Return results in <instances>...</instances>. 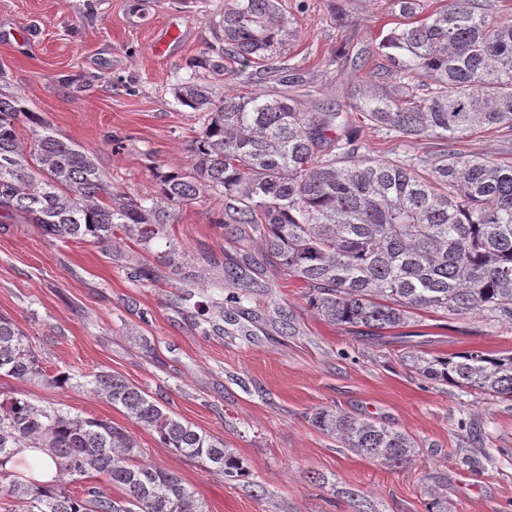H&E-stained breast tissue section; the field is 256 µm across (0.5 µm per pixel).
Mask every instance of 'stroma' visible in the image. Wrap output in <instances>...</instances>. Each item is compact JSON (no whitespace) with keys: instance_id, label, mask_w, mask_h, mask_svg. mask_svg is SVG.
I'll return each instance as SVG.
<instances>
[{"instance_id":"stroma-1","label":"stroma","mask_w":512,"mask_h":512,"mask_svg":"<svg viewBox=\"0 0 512 512\" xmlns=\"http://www.w3.org/2000/svg\"><path fill=\"white\" fill-rule=\"evenodd\" d=\"M293 63L311 101L352 103L368 69L387 66L379 34L394 21L391 0H287ZM224 0H0V72L62 139L98 163L113 190L139 199L158 172H187L202 127L175 86L186 63L217 45ZM180 33L165 53L154 44ZM362 153L388 160L440 151L439 142L389 138L359 124ZM218 200L183 206L166 228L189 262L188 280L149 261L157 282H137L134 240L116 248L46 236L21 219L0 221V314L24 331L47 373L105 370L160 398L173 414L224 441L249 470L236 481L164 448L150 431L84 389L0 377V393L131 428L152 466L174 472L209 512H427L428 474L448 477V512H512V400L424 379L409 354L512 351V331L478 316L423 313L369 337L325 322L299 281L267 267L265 292L215 311L204 330L191 315L203 285L221 278L224 230ZM120 250L125 260L112 259ZM332 409L391 426L416 443L398 469L358 456L314 427ZM480 431L472 444L471 431Z\"/></svg>"}]
</instances>
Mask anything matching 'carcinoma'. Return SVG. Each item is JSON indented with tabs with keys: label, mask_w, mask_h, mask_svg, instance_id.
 I'll return each mask as SVG.
<instances>
[{
	"label": "carcinoma",
	"mask_w": 512,
	"mask_h": 512,
	"mask_svg": "<svg viewBox=\"0 0 512 512\" xmlns=\"http://www.w3.org/2000/svg\"><path fill=\"white\" fill-rule=\"evenodd\" d=\"M399 21L381 32L390 72L372 70L357 85L355 110L392 138H432L443 152L419 163L359 153L354 118L328 103L312 110L296 91L286 47L295 36L282 0H228L219 23L221 52L190 67L223 73L230 93L215 103L190 80L178 103L205 113L185 174H156V190L133 200L112 190L95 160L60 139L0 83V218L22 217L51 237L112 244L116 232L146 252L165 237L176 211L203 194L222 202L219 224L229 249L225 301L242 304L264 290V265L305 288L327 323L371 336L399 328L418 312L481 315L512 328V158L452 148L473 133L512 132V7L481 0H393ZM267 74L280 90L239 93ZM36 125L26 151L17 126ZM259 244L257 261L236 243ZM421 377L512 399V352L468 350L409 355ZM0 376L56 388H82L119 407L158 442L213 473L248 475L224 442L167 411L112 372L86 382L48 374L28 337L0 315ZM312 424L359 456L399 468L415 448L409 435L369 420L320 409ZM32 449L50 479L26 477ZM126 428L60 405L0 396V498L5 512H208L175 473L140 462ZM79 484L76 489L68 485ZM446 481L426 478L429 512H444ZM121 490L120 496L113 489Z\"/></svg>",
	"instance_id": "1"
}]
</instances>
